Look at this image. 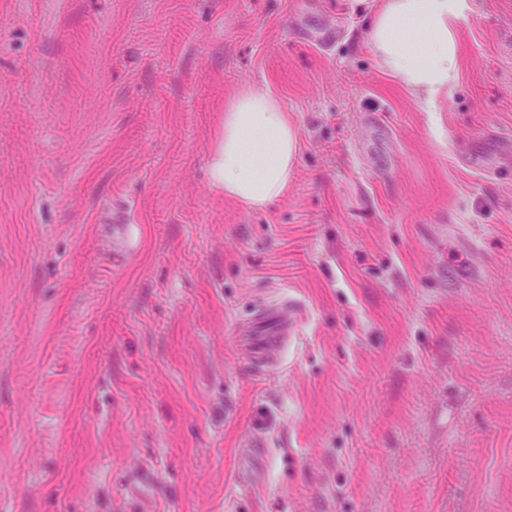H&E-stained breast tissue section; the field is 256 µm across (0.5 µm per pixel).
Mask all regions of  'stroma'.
<instances>
[{
  "instance_id": "obj_1",
  "label": "stroma",
  "mask_w": 512,
  "mask_h": 512,
  "mask_svg": "<svg viewBox=\"0 0 512 512\" xmlns=\"http://www.w3.org/2000/svg\"><path fill=\"white\" fill-rule=\"evenodd\" d=\"M381 3L0 0V512H512V0L431 105ZM244 82L300 139L262 211L208 177ZM295 329L290 312L282 307L266 309L239 328L238 343L256 367L272 365Z\"/></svg>"
}]
</instances>
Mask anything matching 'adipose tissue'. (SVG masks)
I'll return each instance as SVG.
<instances>
[{
    "instance_id": "1",
    "label": "adipose tissue",
    "mask_w": 512,
    "mask_h": 512,
    "mask_svg": "<svg viewBox=\"0 0 512 512\" xmlns=\"http://www.w3.org/2000/svg\"><path fill=\"white\" fill-rule=\"evenodd\" d=\"M471 0H383L369 38L389 74L415 98L435 101L458 82L459 26ZM300 151L296 126L269 90L245 83L224 106L208 155L211 184L261 210L288 191Z\"/></svg>"
}]
</instances>
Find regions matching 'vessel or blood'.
<instances>
[{"instance_id": "obj_1", "label": "vessel or blood", "mask_w": 512, "mask_h": 512, "mask_svg": "<svg viewBox=\"0 0 512 512\" xmlns=\"http://www.w3.org/2000/svg\"><path fill=\"white\" fill-rule=\"evenodd\" d=\"M295 329L285 308L266 309L247 321L237 332L246 358L257 367L272 365L288 336Z\"/></svg>"}]
</instances>
